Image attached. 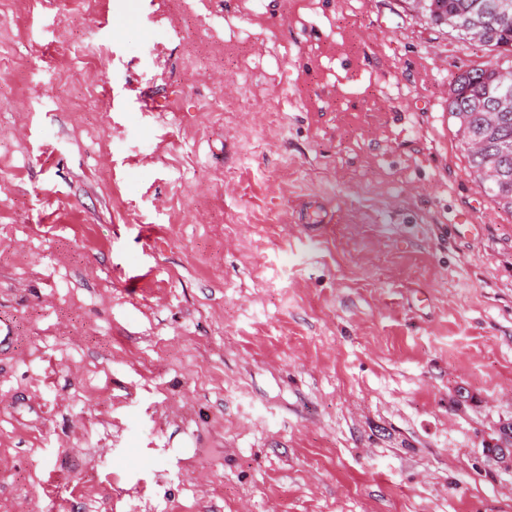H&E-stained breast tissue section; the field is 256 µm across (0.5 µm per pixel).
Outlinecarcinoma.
I'll return each mask as SVG.
<instances>
[{
	"mask_svg": "<svg viewBox=\"0 0 512 512\" xmlns=\"http://www.w3.org/2000/svg\"><path fill=\"white\" fill-rule=\"evenodd\" d=\"M431 23L501 53L512 51V0H407ZM449 119L485 194L512 212V80L497 67H474L455 76Z\"/></svg>",
	"mask_w": 512,
	"mask_h": 512,
	"instance_id": "cac0c4a2",
	"label": "carcinoma"
}]
</instances>
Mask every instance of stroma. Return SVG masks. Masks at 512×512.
I'll list each match as a JSON object with an SVG mask.
<instances>
[{
    "label": "stroma",
    "instance_id": "stroma-1",
    "mask_svg": "<svg viewBox=\"0 0 512 512\" xmlns=\"http://www.w3.org/2000/svg\"><path fill=\"white\" fill-rule=\"evenodd\" d=\"M0 57V512H512V212L448 118L504 55L405 0H0Z\"/></svg>",
    "mask_w": 512,
    "mask_h": 512
}]
</instances>
